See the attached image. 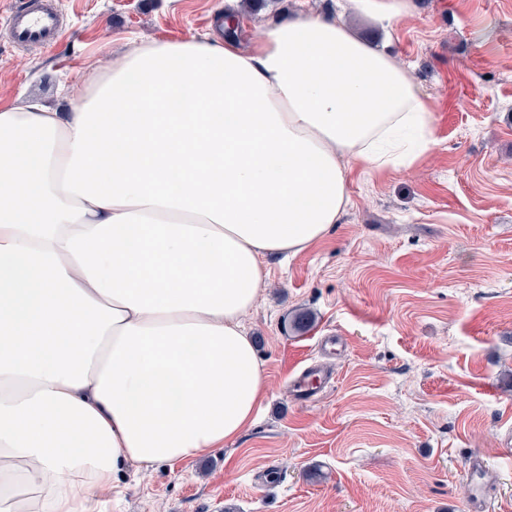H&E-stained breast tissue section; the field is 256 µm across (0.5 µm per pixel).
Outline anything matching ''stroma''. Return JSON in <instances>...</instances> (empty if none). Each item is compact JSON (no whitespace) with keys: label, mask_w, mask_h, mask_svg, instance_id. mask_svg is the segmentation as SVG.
<instances>
[{"label":"stroma","mask_w":512,"mask_h":512,"mask_svg":"<svg viewBox=\"0 0 512 512\" xmlns=\"http://www.w3.org/2000/svg\"><path fill=\"white\" fill-rule=\"evenodd\" d=\"M54 45L0 38V104L60 110L113 42L202 37L224 0H63ZM339 0H265L240 44ZM421 87L435 146L411 169L354 171L351 205L324 240L268 258L244 324L266 378L236 440L149 472L129 467L104 512H467L462 475L483 456L492 512H512L494 450L512 426V0H411L383 29L344 16ZM313 316L295 329L299 312ZM319 363L328 389L297 404Z\"/></svg>","instance_id":"obj_1"}]
</instances>
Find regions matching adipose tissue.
<instances>
[{"label": "adipose tissue", "mask_w": 512, "mask_h": 512, "mask_svg": "<svg viewBox=\"0 0 512 512\" xmlns=\"http://www.w3.org/2000/svg\"><path fill=\"white\" fill-rule=\"evenodd\" d=\"M434 117L342 19L130 44L70 109L0 106V512H96L130 466L250 427L267 256L325 239L348 174L412 168Z\"/></svg>", "instance_id": "obj_1"}]
</instances>
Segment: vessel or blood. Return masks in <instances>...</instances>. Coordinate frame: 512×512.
Returning a JSON list of instances; mask_svg holds the SVG:
<instances>
[{"label":"vessel or blood","instance_id":"1","mask_svg":"<svg viewBox=\"0 0 512 512\" xmlns=\"http://www.w3.org/2000/svg\"><path fill=\"white\" fill-rule=\"evenodd\" d=\"M5 34L17 47L31 44H53L66 32L59 0H14L5 22ZM486 472L481 458L470 461L464 493L473 512H484L483 476Z\"/></svg>","mask_w":512,"mask_h":512}]
</instances>
